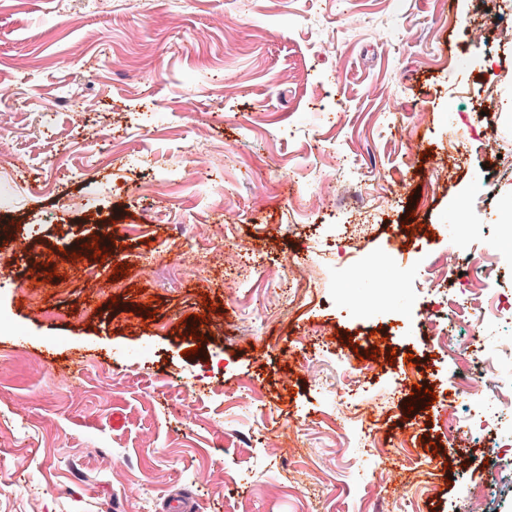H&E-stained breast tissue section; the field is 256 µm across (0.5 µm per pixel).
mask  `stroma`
Masks as SVG:
<instances>
[{"label":"stroma","mask_w":512,"mask_h":512,"mask_svg":"<svg viewBox=\"0 0 512 512\" xmlns=\"http://www.w3.org/2000/svg\"><path fill=\"white\" fill-rule=\"evenodd\" d=\"M498 2L0 0V87L18 90L0 163L20 167L0 181V512H166L174 495L199 512H463L485 468L455 435L468 353L429 351V295L403 267L459 242L494 268L501 250L512 86L500 158L477 135L512 51L466 34L478 11L503 25ZM452 146L460 166L437 174ZM86 239L105 257L68 282ZM191 249L204 276L181 265ZM296 263L306 287L259 276ZM371 263L374 280L350 277ZM374 330L396 359L365 380ZM400 381L435 403L392 400ZM407 427L410 448L390 443Z\"/></svg>","instance_id":"1"}]
</instances>
